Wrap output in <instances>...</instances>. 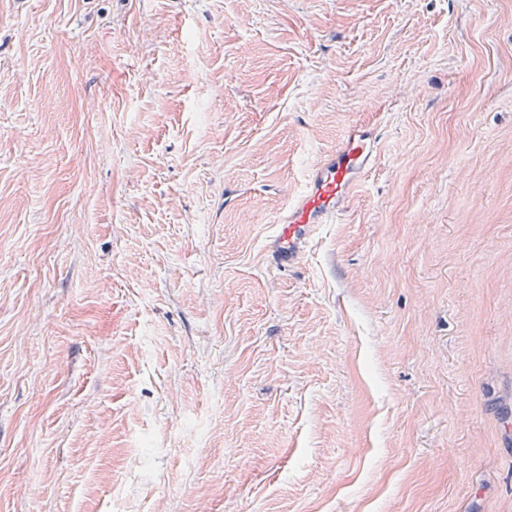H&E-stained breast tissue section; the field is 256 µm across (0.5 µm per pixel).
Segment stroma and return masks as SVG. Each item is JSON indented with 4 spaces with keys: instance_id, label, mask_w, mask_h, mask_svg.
Returning a JSON list of instances; mask_svg holds the SVG:
<instances>
[{
    "instance_id": "obj_1",
    "label": "stroma",
    "mask_w": 512,
    "mask_h": 512,
    "mask_svg": "<svg viewBox=\"0 0 512 512\" xmlns=\"http://www.w3.org/2000/svg\"><path fill=\"white\" fill-rule=\"evenodd\" d=\"M203 507L512 512V0H0V512ZM375 153L376 138L357 127L338 149L320 160L267 241L266 252L275 267L291 269L302 262L316 228L329 224L342 209Z\"/></svg>"
}]
</instances>
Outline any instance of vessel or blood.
Wrapping results in <instances>:
<instances>
[{"label": "vessel or blood", "instance_id": "obj_1", "mask_svg": "<svg viewBox=\"0 0 512 512\" xmlns=\"http://www.w3.org/2000/svg\"><path fill=\"white\" fill-rule=\"evenodd\" d=\"M375 152L372 133L357 127L350 130L338 149L320 160L267 241L266 252L275 267L291 269L302 262L316 228L330 223L342 209Z\"/></svg>", "mask_w": 512, "mask_h": 512}]
</instances>
